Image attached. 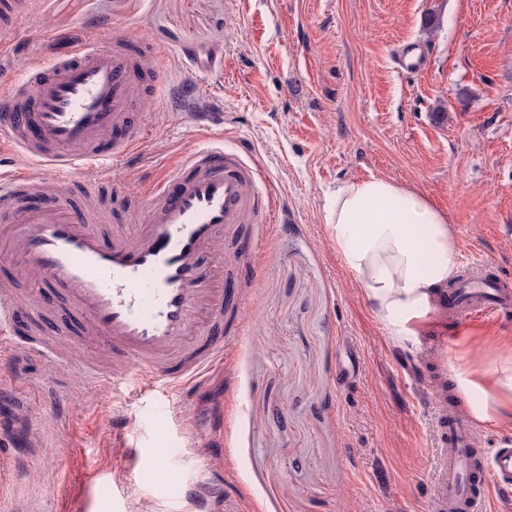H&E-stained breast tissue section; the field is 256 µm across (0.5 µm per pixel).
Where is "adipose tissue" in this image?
<instances>
[{
  "mask_svg": "<svg viewBox=\"0 0 512 512\" xmlns=\"http://www.w3.org/2000/svg\"><path fill=\"white\" fill-rule=\"evenodd\" d=\"M336 254L367 304L398 345L415 344L420 322L436 293L460 265L453 226L428 198L397 182L371 177L339 185L324 214ZM455 385L476 395L472 419H512V353L499 354L487 381L469 370L454 372Z\"/></svg>",
  "mask_w": 512,
  "mask_h": 512,
  "instance_id": "ef3b65f1",
  "label": "adipose tissue"
}]
</instances>
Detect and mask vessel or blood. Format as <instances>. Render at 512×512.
<instances>
[{
  "instance_id": "obj_1",
  "label": "vessel or blood",
  "mask_w": 512,
  "mask_h": 512,
  "mask_svg": "<svg viewBox=\"0 0 512 512\" xmlns=\"http://www.w3.org/2000/svg\"><path fill=\"white\" fill-rule=\"evenodd\" d=\"M141 41L137 33L104 47L75 41L25 82L0 87L8 105L0 114V261L37 271L40 299L81 314L83 343L125 365L113 382L174 389L223 365L224 313L236 303L231 269L259 249L249 225L278 222L279 207L259 190V171L216 142L184 155L137 211L114 212L117 186L104 166L144 135L133 112L143 95L132 78ZM19 153L43 165V177L16 167ZM81 161L95 175L77 177ZM224 240L232 253H218ZM437 306L456 333L510 317L512 280L471 265ZM18 309L16 293L1 288L0 340L9 344L40 319V308L22 319ZM437 423L433 512L511 501L512 448L482 447L456 395L442 401Z\"/></svg>"
}]
</instances>
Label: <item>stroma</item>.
<instances>
[{
  "instance_id": "1",
  "label": "stroma",
  "mask_w": 512,
  "mask_h": 512,
  "mask_svg": "<svg viewBox=\"0 0 512 512\" xmlns=\"http://www.w3.org/2000/svg\"><path fill=\"white\" fill-rule=\"evenodd\" d=\"M121 31L143 34L141 72L159 88L139 112L143 140L112 164L124 207L219 139L259 166L281 221L250 227L263 257L238 274L222 370L173 392L113 393L87 371L110 353L77 345L62 308L40 327L62 363L0 353V512H216L228 500L239 512H431L436 389L512 348V320L452 337L433 313L419 345L398 348L324 212L343 182L392 179L447 215L462 266L512 280V0H29L0 31V83L75 38L98 46ZM411 44L428 51L416 74L399 66ZM191 46L222 51V68L193 69ZM190 99L223 113V128H188ZM438 336L445 351L430 347ZM343 356L360 361L348 379ZM157 448L169 451L163 481Z\"/></svg>"
}]
</instances>
